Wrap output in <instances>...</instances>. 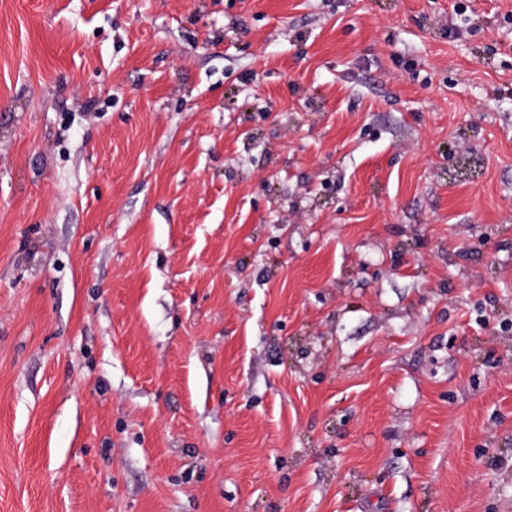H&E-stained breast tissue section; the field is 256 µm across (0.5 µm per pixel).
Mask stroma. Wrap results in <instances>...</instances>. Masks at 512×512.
<instances>
[{
    "mask_svg": "<svg viewBox=\"0 0 512 512\" xmlns=\"http://www.w3.org/2000/svg\"><path fill=\"white\" fill-rule=\"evenodd\" d=\"M0 512H512V0H0Z\"/></svg>",
    "mask_w": 512,
    "mask_h": 512,
    "instance_id": "1",
    "label": "stroma"
}]
</instances>
